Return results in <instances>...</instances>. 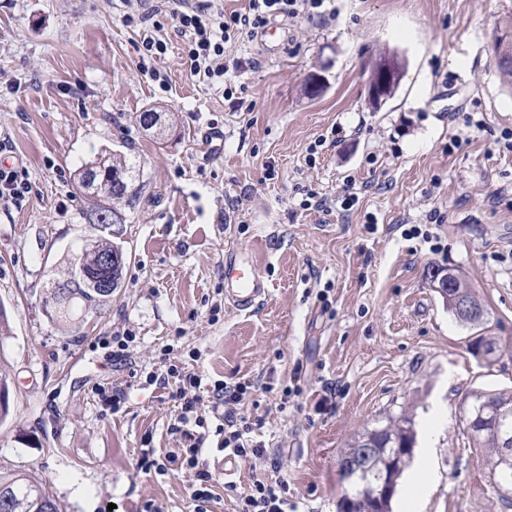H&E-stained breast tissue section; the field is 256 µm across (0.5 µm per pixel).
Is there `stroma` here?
Listing matches in <instances>:
<instances>
[{
    "label": "stroma",
    "mask_w": 512,
    "mask_h": 512,
    "mask_svg": "<svg viewBox=\"0 0 512 512\" xmlns=\"http://www.w3.org/2000/svg\"><path fill=\"white\" fill-rule=\"evenodd\" d=\"M325 9L227 45L232 105L187 73L171 21L126 25L127 0H0V153L31 184L20 204H0V471L38 475L64 512H193L189 473L139 467L145 444L176 445L174 402L145 382L169 344L200 375L201 398L217 380L272 384L240 411L263 420L297 512H337L340 456L403 414L430 459L405 469L392 512H503L459 409L471 391H512V89L490 51L512 0ZM153 33L168 50L147 74ZM389 50L408 66L376 111L368 78ZM314 73L326 87L312 97ZM149 108L170 113L171 136L142 129ZM105 147L138 155L142 193L103 229L77 172ZM313 194L328 207L305 209ZM102 236L127 254L121 286L62 325L45 302L69 253ZM232 251L269 284L246 312L224 299ZM448 267L482 323L460 322L432 288ZM124 332L132 363L116 368L108 342ZM478 336L497 339L496 361L473 355ZM292 384L299 393L281 401Z\"/></svg>",
    "instance_id": "35a3bbf8"
}]
</instances>
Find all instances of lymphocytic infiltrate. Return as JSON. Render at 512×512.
Masks as SVG:
<instances>
[{
	"mask_svg": "<svg viewBox=\"0 0 512 512\" xmlns=\"http://www.w3.org/2000/svg\"><path fill=\"white\" fill-rule=\"evenodd\" d=\"M325 0H250L248 13L224 14L211 0H155L147 14H126L125 24L146 22L151 16H167L176 24L177 31L186 37L185 63L190 76L199 77L221 88L225 98H232L234 89L227 82L224 48L243 30L256 32L264 28L270 18L283 15H314ZM146 384L170 389V397L177 405V414L170 427L171 433L182 440L181 448L156 456L154 449L144 451L141 467L163 475L170 469H184L193 476L190 498L194 512H209L215 498V479L200 462L209 436H217L218 448L242 460L268 459L274 477L252 478L247 488L236 495L235 512H289L288 482L279 477L280 463L269 457L263 442L254 439L261 420L250 419L238 411L255 388L250 380L227 383L215 382L209 404H202L198 395L201 380L198 375L184 371L178 365H167L163 371L148 372Z\"/></svg>",
	"mask_w": 512,
	"mask_h": 512,
	"instance_id": "obj_1",
	"label": "lymphocytic infiltrate"
}]
</instances>
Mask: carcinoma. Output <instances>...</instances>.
Here are the masks:
<instances>
[{
  "mask_svg": "<svg viewBox=\"0 0 512 512\" xmlns=\"http://www.w3.org/2000/svg\"><path fill=\"white\" fill-rule=\"evenodd\" d=\"M504 46L496 65L503 80L512 85V20L505 22L504 33L499 36ZM139 123L155 134L165 136L173 128L171 118L165 112L146 110L139 114ZM137 168L135 158L114 153L104 148L98 158L79 170L78 184L99 204L89 214V223L97 225L115 224L120 220L116 205L134 196L132 191ZM102 182L109 183V191L99 189ZM104 255L112 256L108 265L101 263ZM125 265L121 245L109 238H98L83 242L75 259L67 267V279L57 283L46 304L51 306L56 318L67 323L72 320L79 307L102 305L110 300L118 287ZM467 404L472 411L482 410L486 404L512 408V393H487L473 391ZM375 448H399L404 459L397 462L380 461L368 471L359 472L345 480L346 486L341 500L349 501L351 512H391V503L384 502V487L390 488L389 497H394L398 479L413 459L416 443L413 418L403 415L393 423L374 428L365 434ZM473 445L484 449L486 464L491 478L490 489L497 494L502 507L509 512L512 506L498 495L497 485L512 488V466L500 461V446L497 434L486 432ZM0 512H61L56 500L45 490L43 482L30 473L0 475Z\"/></svg>",
  "mask_w": 512,
  "mask_h": 512,
  "instance_id": "cac0c4a2",
  "label": "carcinoma"
}]
</instances>
